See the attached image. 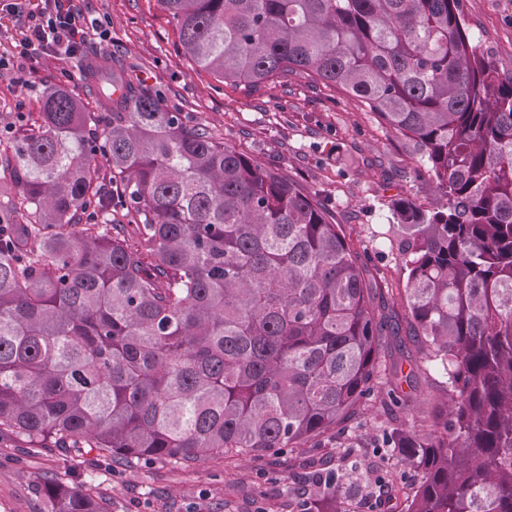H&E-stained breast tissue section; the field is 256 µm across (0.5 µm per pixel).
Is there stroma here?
Returning <instances> with one entry per match:
<instances>
[{
  "mask_svg": "<svg viewBox=\"0 0 512 512\" xmlns=\"http://www.w3.org/2000/svg\"><path fill=\"white\" fill-rule=\"evenodd\" d=\"M473 32L480 34L500 71L512 72V0H462ZM76 10L102 21L114 50L138 76L159 89L163 102L191 121L220 131L235 150L274 169L301 190L316 194L332 223L341 225L370 273L404 287L398 250L386 237L389 205L406 197L426 209L443 199L418 163L413 143L393 134L360 101L341 90L289 77L275 90L224 86L193 72L178 49L175 27L156 0H72ZM78 62L44 57L36 69L0 76V132L18 131L20 117H35L43 89L57 82L78 86ZM365 448L356 474L369 489L381 467L410 485L412 471L382 458L388 422L382 401L362 416ZM347 451L335 438L322 447L254 459L209 458L186 468L168 461L129 469L96 454L65 457L34 451L16 436L0 435V512H47L42 484L62 476L95 488L108 512H288V493L308 457L323 468L346 466ZM268 495L259 498V486Z\"/></svg>",
  "mask_w": 512,
  "mask_h": 512,
  "instance_id": "1",
  "label": "stroma"
}]
</instances>
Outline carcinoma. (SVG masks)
<instances>
[{
    "label": "carcinoma",
    "mask_w": 512,
    "mask_h": 512,
    "mask_svg": "<svg viewBox=\"0 0 512 512\" xmlns=\"http://www.w3.org/2000/svg\"><path fill=\"white\" fill-rule=\"evenodd\" d=\"M157 3L217 84H330L417 146L446 204L389 210L419 357L381 360L398 324L315 195L93 47L94 106L49 86L0 150V433L129 468L282 454L349 431L375 393L401 409L432 363L445 395L385 433L419 475L406 512H512V75L462 0ZM319 479L302 512H347L356 481ZM43 492L49 512H107L86 485Z\"/></svg>",
    "instance_id": "1"
}]
</instances>
